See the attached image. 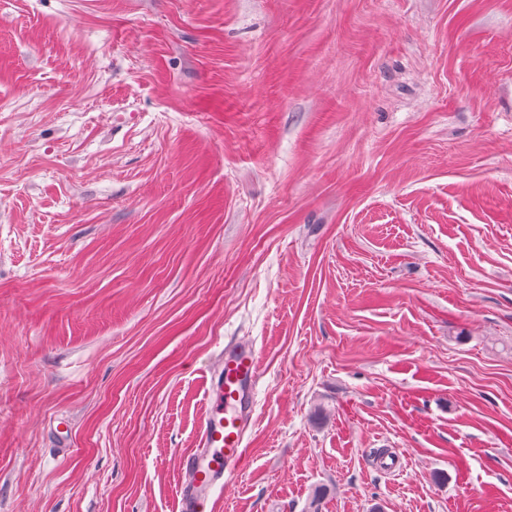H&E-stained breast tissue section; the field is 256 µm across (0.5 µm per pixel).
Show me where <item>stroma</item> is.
Returning a JSON list of instances; mask_svg holds the SVG:
<instances>
[{"instance_id":"stroma-1","label":"stroma","mask_w":512,"mask_h":512,"mask_svg":"<svg viewBox=\"0 0 512 512\" xmlns=\"http://www.w3.org/2000/svg\"><path fill=\"white\" fill-rule=\"evenodd\" d=\"M238 339L213 512H512V0H0V512H176ZM259 379L260 355L254 343L229 342L216 355L196 448L182 459L178 512H212L243 466Z\"/></svg>"}]
</instances>
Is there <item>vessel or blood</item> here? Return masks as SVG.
<instances>
[{"mask_svg":"<svg viewBox=\"0 0 512 512\" xmlns=\"http://www.w3.org/2000/svg\"><path fill=\"white\" fill-rule=\"evenodd\" d=\"M259 379L260 355L254 343L236 340L218 352L196 446L182 459L178 512H210L241 469Z\"/></svg>","mask_w":512,"mask_h":512,"instance_id":"b4317fda","label":"vessel or blood"}]
</instances>
